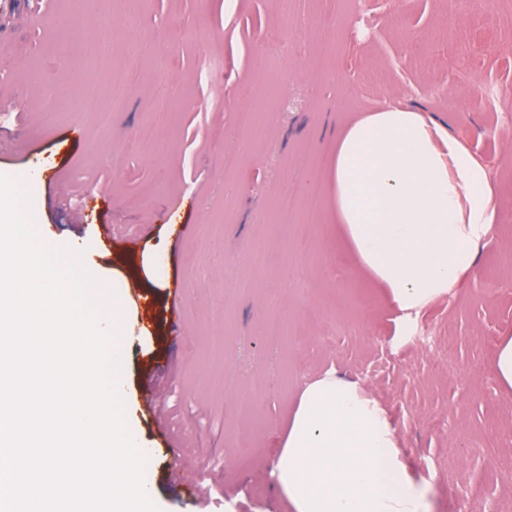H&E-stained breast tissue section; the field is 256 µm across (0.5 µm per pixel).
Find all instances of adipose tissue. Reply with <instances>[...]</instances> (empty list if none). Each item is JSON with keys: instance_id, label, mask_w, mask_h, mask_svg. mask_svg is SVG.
<instances>
[{"instance_id": "1", "label": "adipose tissue", "mask_w": 512, "mask_h": 512, "mask_svg": "<svg viewBox=\"0 0 512 512\" xmlns=\"http://www.w3.org/2000/svg\"><path fill=\"white\" fill-rule=\"evenodd\" d=\"M323 179L353 277L381 288L401 325L473 276L498 229L487 165L391 102L349 117ZM273 477L292 512H427L385 406L333 371L301 389Z\"/></svg>"}]
</instances>
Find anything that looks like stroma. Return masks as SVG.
Listing matches in <instances>:
<instances>
[{
    "label": "stroma",
    "mask_w": 512,
    "mask_h": 512,
    "mask_svg": "<svg viewBox=\"0 0 512 512\" xmlns=\"http://www.w3.org/2000/svg\"><path fill=\"white\" fill-rule=\"evenodd\" d=\"M482 0H0V175L25 183L40 240L82 254L124 288V417L147 458L159 512H292L270 475L303 384L327 370L385 404L432 512L458 486L512 497V394L488 370L512 335V238L481 247L455 295L420 316L457 340L453 377L403 337L370 284L336 260L327 222L330 140L350 112L392 100L422 109L490 169L512 225V0L469 26ZM38 15L30 25L29 15ZM126 95L111 125L68 106L43 120L44 85L107 103L81 55L102 18ZM258 114L239 127L240 109ZM239 160L225 164L226 156ZM317 197L315 221L276 223ZM307 236L303 264L293 243ZM157 253L159 279L141 258ZM280 318L278 338L264 330ZM434 411L445 430L422 421Z\"/></svg>",
    "instance_id": "obj_1"
}]
</instances>
